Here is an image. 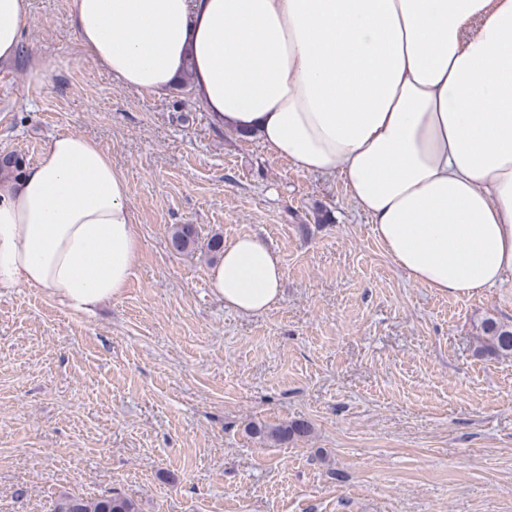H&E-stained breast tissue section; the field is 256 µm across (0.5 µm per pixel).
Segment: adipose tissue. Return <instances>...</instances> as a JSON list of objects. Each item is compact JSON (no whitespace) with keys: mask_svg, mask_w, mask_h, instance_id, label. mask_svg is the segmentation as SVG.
<instances>
[{"mask_svg":"<svg viewBox=\"0 0 512 512\" xmlns=\"http://www.w3.org/2000/svg\"><path fill=\"white\" fill-rule=\"evenodd\" d=\"M29 0H0V62ZM86 56L159 95L189 74L215 124L295 168L335 174L393 263L439 293L512 274V0H72ZM110 155L56 135L0 181V288L76 313L119 298L140 237ZM226 308L271 310L278 254L251 235L208 273Z\"/></svg>","mask_w":512,"mask_h":512,"instance_id":"1","label":"adipose tissue"}]
</instances>
